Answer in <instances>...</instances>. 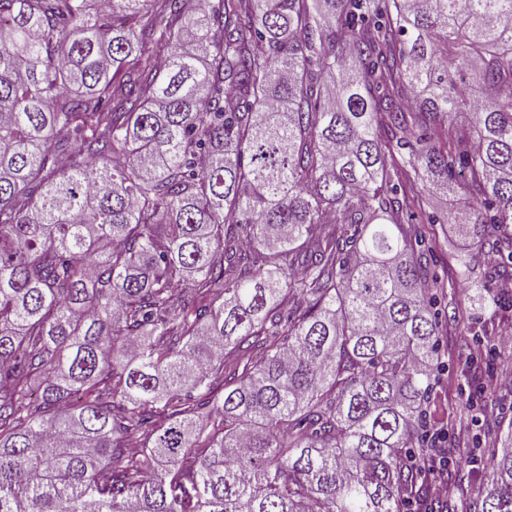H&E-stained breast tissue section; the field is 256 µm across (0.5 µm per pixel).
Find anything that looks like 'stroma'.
Listing matches in <instances>:
<instances>
[{"mask_svg":"<svg viewBox=\"0 0 512 512\" xmlns=\"http://www.w3.org/2000/svg\"><path fill=\"white\" fill-rule=\"evenodd\" d=\"M411 234L435 237L433 262L447 293L448 318L439 329L442 359L448 365L435 390L436 418L448 427V445L467 449L465 457L449 462L452 479L461 487L482 482L490 468L498 434L512 424V396L481 392L467 377L469 368L482 374L512 372V348L496 345L497 337L512 335V309L493 311L474 303L475 282L499 292L501 277L490 255L469 251L468 239L452 224H412Z\"/></svg>","mask_w":512,"mask_h":512,"instance_id":"35a3bbf8","label":"stroma"}]
</instances>
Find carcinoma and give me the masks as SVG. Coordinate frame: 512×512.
<instances>
[{
    "label": "carcinoma",
    "instance_id": "cac0c4a2",
    "mask_svg": "<svg viewBox=\"0 0 512 512\" xmlns=\"http://www.w3.org/2000/svg\"><path fill=\"white\" fill-rule=\"evenodd\" d=\"M426 194L512 268V0H0V512H426Z\"/></svg>",
    "mask_w": 512,
    "mask_h": 512
}]
</instances>
